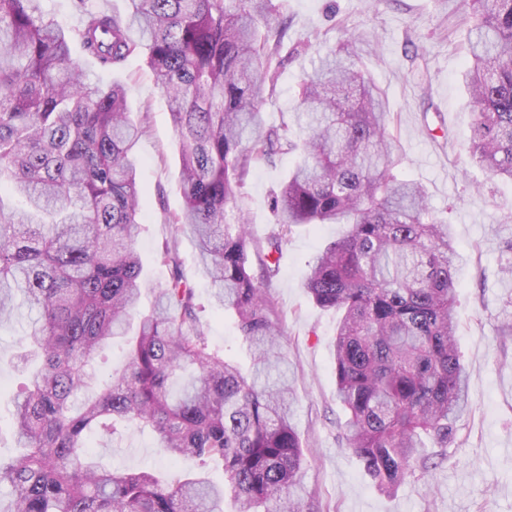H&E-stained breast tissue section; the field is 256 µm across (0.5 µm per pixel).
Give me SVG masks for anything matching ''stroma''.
I'll list each match as a JSON object with an SVG mask.
<instances>
[{
    "label": "stroma",
    "instance_id": "stroma-1",
    "mask_svg": "<svg viewBox=\"0 0 512 512\" xmlns=\"http://www.w3.org/2000/svg\"><path fill=\"white\" fill-rule=\"evenodd\" d=\"M287 25L277 89L263 110L267 126L293 121L301 78L319 54L355 36L361 67L380 87L392 113L390 131L400 159L399 178L421 183L432 211L448 221L463 257L455 303L459 350L468 371L469 408L457 421L446 459L428 481L403 483L396 494L379 491L360 461L342 450L346 419L336 399L332 344L335 310L317 306L303 282L308 264L327 243L346 231L342 224L301 226L282 245L280 271L268 293L294 374L293 423L301 435L306 463L298 474L304 506L328 504L331 512H512V279L504 278L505 246L512 241V183L486 180L470 162L468 100L461 83L467 58L466 0H273ZM309 42L307 53L292 49ZM127 88L133 119H147L139 140L138 189L141 233L137 250L150 281L140 306L151 309L153 285L168 270L159 255L174 243L184 277L196 289L201 322L224 355L249 364L246 345L233 320L210 299V286L196 260L191 235L175 234L170 218L181 211L179 160L166 97L144 55L130 57L113 74ZM293 156L254 160L244 178L240 204L257 244H264L276 216L271 200ZM22 327L0 328V459L17 453L16 424L6 404L27 375L14 364L22 348ZM90 450L119 472L143 469L180 473L194 461L167 455L150 429H129L122 437L90 439Z\"/></svg>",
    "mask_w": 512,
    "mask_h": 512
}]
</instances>
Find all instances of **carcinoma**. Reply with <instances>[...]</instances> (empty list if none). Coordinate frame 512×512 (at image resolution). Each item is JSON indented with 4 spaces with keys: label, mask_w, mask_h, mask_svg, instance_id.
<instances>
[{
    "label": "carcinoma",
    "mask_w": 512,
    "mask_h": 512,
    "mask_svg": "<svg viewBox=\"0 0 512 512\" xmlns=\"http://www.w3.org/2000/svg\"><path fill=\"white\" fill-rule=\"evenodd\" d=\"M76 27L47 18L42 0H0V324L21 297L36 316L18 355L28 384L10 400L22 451L0 460V512H302L305 457L291 423L293 382L264 285L294 228L347 224L309 264L304 288L340 313L333 343L343 449L392 495L423 479L469 407L454 304L461 256L427 194L394 173L399 159L384 93L353 59L354 40L320 57L298 90L294 123L266 128L262 108L282 67L272 0H128L126 14L73 0ZM470 158L512 181V0H470ZM77 44L111 72L143 54L167 97L189 232L219 307L253 358L244 372L213 348L175 248L147 313L139 233L136 142L124 85L86 77ZM298 161L273 198L276 227L257 248L239 204L255 159ZM119 374L88 369L116 340ZM150 427L171 456L224 469L163 478L115 473L88 449L90 433Z\"/></svg>",
    "instance_id": "cac0c4a2"
}]
</instances>
